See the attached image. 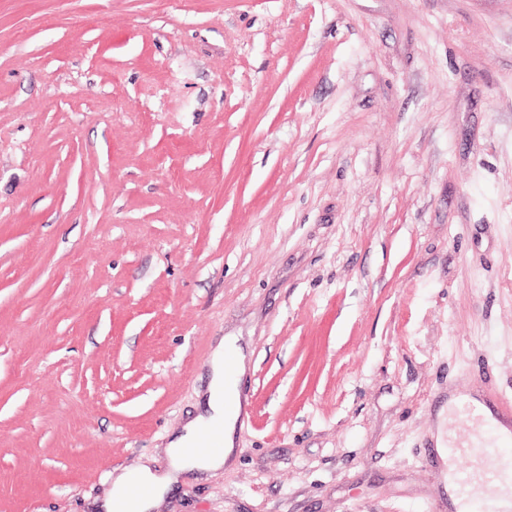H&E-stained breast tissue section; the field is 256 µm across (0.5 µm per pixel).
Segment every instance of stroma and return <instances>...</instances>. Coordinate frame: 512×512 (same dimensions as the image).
<instances>
[{
	"mask_svg": "<svg viewBox=\"0 0 512 512\" xmlns=\"http://www.w3.org/2000/svg\"><path fill=\"white\" fill-rule=\"evenodd\" d=\"M233 465L155 512H457L512 403V0H0V512L165 467L210 358Z\"/></svg>",
	"mask_w": 512,
	"mask_h": 512,
	"instance_id": "35a3bbf8",
	"label": "stroma"
}]
</instances>
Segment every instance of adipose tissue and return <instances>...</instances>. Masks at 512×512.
<instances>
[{
    "label": "adipose tissue",
    "instance_id": "1",
    "mask_svg": "<svg viewBox=\"0 0 512 512\" xmlns=\"http://www.w3.org/2000/svg\"><path fill=\"white\" fill-rule=\"evenodd\" d=\"M210 370L203 411L188 420L166 447L167 470L161 473L143 465L133 471L114 472L111 488L102 502L104 512H152L182 475L208 474L220 470L231 459L233 432L242 409L238 386L246 372V355L238 337L227 336L220 341L212 354ZM213 427L223 432L219 447L203 456L187 455L186 447ZM134 482L146 487V495H129L128 488Z\"/></svg>",
    "mask_w": 512,
    "mask_h": 512
}]
</instances>
